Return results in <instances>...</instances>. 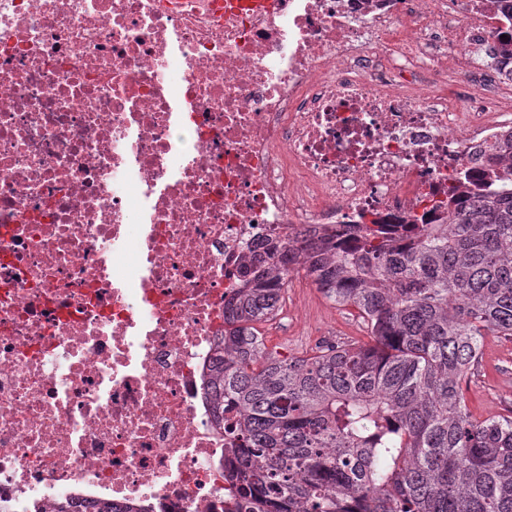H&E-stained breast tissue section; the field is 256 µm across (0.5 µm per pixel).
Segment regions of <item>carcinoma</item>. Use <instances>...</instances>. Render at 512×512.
Wrapping results in <instances>:
<instances>
[{
    "label": "carcinoma",
    "instance_id": "1",
    "mask_svg": "<svg viewBox=\"0 0 512 512\" xmlns=\"http://www.w3.org/2000/svg\"><path fill=\"white\" fill-rule=\"evenodd\" d=\"M444 209L418 233L304 234L246 267L207 381L217 417L245 411L227 427L237 512H512V409L480 420L464 391L483 337L512 341V155ZM301 273L369 341L268 348L257 325Z\"/></svg>",
    "mask_w": 512,
    "mask_h": 512
}]
</instances>
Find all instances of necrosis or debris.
I'll list each match as a JSON object with an SVG mask.
<instances>
[{"mask_svg": "<svg viewBox=\"0 0 512 512\" xmlns=\"http://www.w3.org/2000/svg\"><path fill=\"white\" fill-rule=\"evenodd\" d=\"M512 0H0V512H230L246 260L437 224L512 142Z\"/></svg>", "mask_w": 512, "mask_h": 512, "instance_id": "4bbe7bcc", "label": "necrosis or debris"}]
</instances>
